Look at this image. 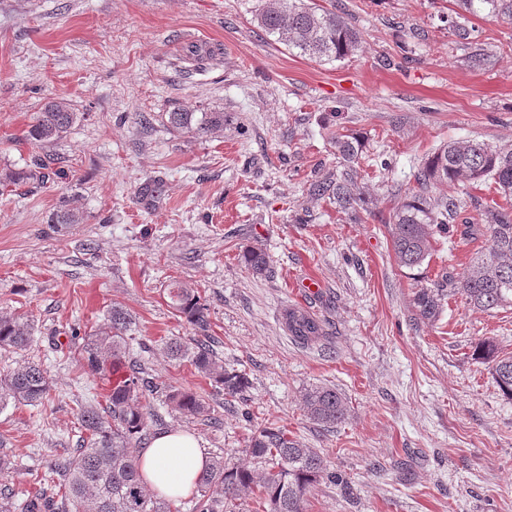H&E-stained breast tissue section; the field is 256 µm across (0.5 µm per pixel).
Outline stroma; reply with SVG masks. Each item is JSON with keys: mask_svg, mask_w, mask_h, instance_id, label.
<instances>
[{"mask_svg": "<svg viewBox=\"0 0 512 512\" xmlns=\"http://www.w3.org/2000/svg\"><path fill=\"white\" fill-rule=\"evenodd\" d=\"M361 36L359 51L316 61L260 34L257 0H0V174L50 159L42 179L0 185V315L34 327L0 371L40 365L52 391L0 411V487L15 504L48 484L82 434V405L108 384L84 364L73 329H95L112 305L133 325L129 357L155 382L196 392L208 420L150 401L163 431L186 430L208 455L250 464L255 429L286 430L316 449L342 483L311 488L305 512H512V400L483 341L512 354V308L481 312L447 300L416 320L417 288L462 277L488 246L461 209L423 264L399 267L383 224L398 186L449 141L512 143V26L472 18L448 29L449 0H316ZM487 53L473 66L475 47ZM49 101L77 118L64 137L25 134ZM220 111L221 131L170 128L164 112ZM365 143L359 181L370 216L353 224L309 182L335 171L327 119ZM79 221L58 224V211ZM262 249L269 268L241 260ZM316 293L302 292L307 278ZM194 289L208 309L214 357L245 373L225 401L209 378L164 350L197 330L168 290ZM308 311L325 337L303 344L284 323ZM313 385L346 399L338 424L311 420Z\"/></svg>", "mask_w": 512, "mask_h": 512, "instance_id": "stroma-1", "label": "stroma"}]
</instances>
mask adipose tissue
<instances>
[{
	"label": "adipose tissue",
	"instance_id": "obj_1",
	"mask_svg": "<svg viewBox=\"0 0 512 512\" xmlns=\"http://www.w3.org/2000/svg\"><path fill=\"white\" fill-rule=\"evenodd\" d=\"M207 462L196 437L183 430L158 435L141 452V472L147 488L172 501L180 500L193 489Z\"/></svg>",
	"mask_w": 512,
	"mask_h": 512
}]
</instances>
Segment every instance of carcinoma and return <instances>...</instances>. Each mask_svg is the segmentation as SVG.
I'll list each match as a JSON object with an SVG mask.
<instances>
[{"instance_id": "cac0c4a2", "label": "carcinoma", "mask_w": 512, "mask_h": 512, "mask_svg": "<svg viewBox=\"0 0 512 512\" xmlns=\"http://www.w3.org/2000/svg\"><path fill=\"white\" fill-rule=\"evenodd\" d=\"M454 18L448 20L453 32L469 39L466 27L456 22L466 16L493 18L512 24V0H452ZM254 24L266 36L319 60H341L356 52L361 43L359 31L334 10L322 9L312 0H261ZM166 123L177 130L198 136L224 129V113L197 114L184 109L164 113ZM76 120L62 102L43 105L29 126L27 138L38 143L57 141ZM331 143L339 165L336 173L310 182L308 194L329 202L336 212L349 216L354 224L364 223L360 210L365 198L360 191L358 164L364 143L353 132H335ZM44 162L36 169L4 173V185H17L42 177ZM414 186L390 215L387 228L394 257L399 266L414 269L426 260L434 236L448 230V218L457 213L458 198L469 189L485 184L504 200L512 199V144L490 145L480 141L448 142L435 150L414 172ZM448 185V195L435 196L433 188ZM482 231L489 246L476 254L465 275L451 288L422 287L413 303L417 319L434 320L443 303L460 297L470 308L491 311L512 306V207L497 202L480 210ZM241 259L255 273L268 269L265 253L259 248L243 251ZM174 308L203 337L191 343L175 338L167 343L174 359H188L195 369L208 377L224 396L236 398L250 385L246 375L217 366L208 335V316L200 297L189 288L169 291ZM288 332L302 342H314L324 335L323 323L310 314L291 308L285 313ZM130 314L114 306L93 333L82 337V359L92 371L109 384L106 405L84 406L79 420L86 437L80 448L57 468L62 478L60 502L50 497L31 499L22 512H176L174 504L149 493L139 469V454L149 431V396L165 392L174 411L188 419L207 413L205 402L188 389L161 386L141 375L126 362V335ZM32 327L28 322L0 316V347L22 351L31 346ZM478 355L492 363V374L501 391L512 399V355L498 354L484 342ZM52 388L46 372L28 363L0 376V410L14 404H35L46 399ZM308 416L322 424L335 425L346 414L342 395L334 387L314 386L304 393ZM243 452L267 468L258 473L215 456L196 481L192 512H235V501L242 495L259 492L257 504L262 512H305L307 493L314 484L327 479L340 480L328 470L313 448L288 437L276 427L257 429Z\"/></svg>"}]
</instances>
